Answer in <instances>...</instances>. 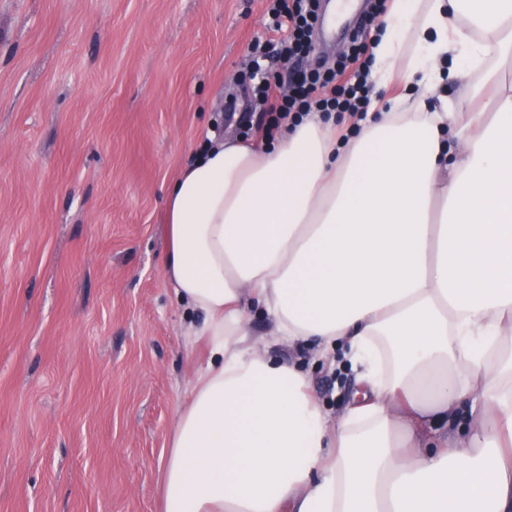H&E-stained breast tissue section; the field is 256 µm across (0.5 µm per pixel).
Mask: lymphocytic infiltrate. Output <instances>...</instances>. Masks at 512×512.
<instances>
[{
	"instance_id": "obj_1",
	"label": "lymphocytic infiltrate",
	"mask_w": 512,
	"mask_h": 512,
	"mask_svg": "<svg viewBox=\"0 0 512 512\" xmlns=\"http://www.w3.org/2000/svg\"><path fill=\"white\" fill-rule=\"evenodd\" d=\"M272 32L287 31L284 39L269 40L250 66V77L256 82L255 92L268 114L262 125L263 134H271L292 117L310 112H347L357 115L369 104V50L370 45L353 38L349 52L335 70L315 67L297 72L290 92H281L279 84L270 82L264 74V60L277 55L306 57L315 50L312 35L318 20V0H270Z\"/></svg>"
}]
</instances>
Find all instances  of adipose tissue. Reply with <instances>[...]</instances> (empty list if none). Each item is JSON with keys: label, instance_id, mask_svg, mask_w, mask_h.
<instances>
[{"label": "adipose tissue", "instance_id": "adipose-tissue-1", "mask_svg": "<svg viewBox=\"0 0 512 512\" xmlns=\"http://www.w3.org/2000/svg\"><path fill=\"white\" fill-rule=\"evenodd\" d=\"M371 40L347 137L315 113L215 138L166 194L163 276L209 360L162 512H512V80L488 65L512 0H392ZM312 344L354 375L339 418L270 353Z\"/></svg>", "mask_w": 512, "mask_h": 512}]
</instances>
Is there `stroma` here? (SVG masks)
<instances>
[{
    "label": "stroma",
    "instance_id": "stroma-1",
    "mask_svg": "<svg viewBox=\"0 0 512 512\" xmlns=\"http://www.w3.org/2000/svg\"><path fill=\"white\" fill-rule=\"evenodd\" d=\"M266 0H0V512H159L207 360L162 276L164 199L244 91ZM329 415L352 376L300 354Z\"/></svg>",
    "mask_w": 512,
    "mask_h": 512
}]
</instances>
